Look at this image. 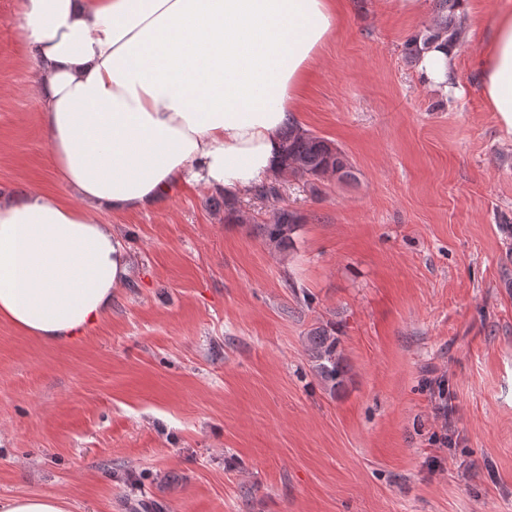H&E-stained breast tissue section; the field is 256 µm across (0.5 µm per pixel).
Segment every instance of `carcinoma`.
<instances>
[{
    "label": "carcinoma",
    "instance_id": "1",
    "mask_svg": "<svg viewBox=\"0 0 512 512\" xmlns=\"http://www.w3.org/2000/svg\"><path fill=\"white\" fill-rule=\"evenodd\" d=\"M433 23L420 38L408 40L404 46L406 56L418 57L419 46H428L444 37L456 42L462 35V21L457 17L456 8L460 0H432ZM283 151L281 167L290 177L308 181L320 180L329 173L338 174V179L352 177L351 164L346 156L327 139L314 135L301 126H291L282 137ZM213 204L224 207V220L240 223L234 202L220 192L212 197ZM304 222L296 210L288 208L278 211L268 224H256L253 233L278 249L290 247L293 234ZM309 352L314 368L321 381L334 392L344 385L346 368L337 351L338 340L328 328L319 326L308 336Z\"/></svg>",
    "mask_w": 512,
    "mask_h": 512
}]
</instances>
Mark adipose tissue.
<instances>
[{"label": "adipose tissue", "mask_w": 512, "mask_h": 512, "mask_svg": "<svg viewBox=\"0 0 512 512\" xmlns=\"http://www.w3.org/2000/svg\"><path fill=\"white\" fill-rule=\"evenodd\" d=\"M41 66L36 97L67 203L0 196V318L73 340L127 280L122 239L101 216L144 208L180 185L226 197L280 176L282 133L336 34V0H18ZM457 45L421 50L444 89ZM477 72L512 135V9L496 11Z\"/></svg>", "instance_id": "adipose-tissue-1"}]
</instances>
